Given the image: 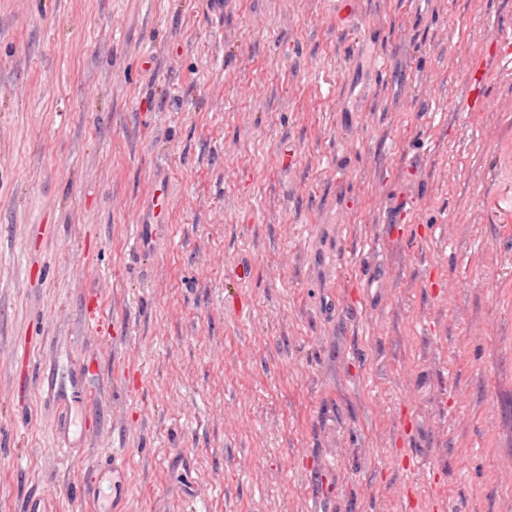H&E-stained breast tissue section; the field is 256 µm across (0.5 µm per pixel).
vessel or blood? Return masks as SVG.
<instances>
[{
  "instance_id": "vessel-or-blood-1",
  "label": "vessel or blood",
  "mask_w": 512,
  "mask_h": 512,
  "mask_svg": "<svg viewBox=\"0 0 512 512\" xmlns=\"http://www.w3.org/2000/svg\"><path fill=\"white\" fill-rule=\"evenodd\" d=\"M167 183L165 171L154 173L151 205L135 226L133 245L138 255L157 254L169 238L170 227L161 221L166 207ZM82 378L83 370L76 366L71 376L64 381L46 372L39 374L36 379L38 393L51 401L58 411L50 428L53 453L78 455L87 440L84 429L73 416L68 404L70 389ZM128 491L124 457L113 453L101 461L94 477L82 481L79 496L83 501L93 504L95 512H113L115 503L125 500ZM21 512H59L58 498L51 492L29 495L22 502Z\"/></svg>"
}]
</instances>
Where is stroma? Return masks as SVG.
I'll use <instances>...</instances> for the list:
<instances>
[{
	"label": "stroma",
	"mask_w": 512,
	"mask_h": 512,
	"mask_svg": "<svg viewBox=\"0 0 512 512\" xmlns=\"http://www.w3.org/2000/svg\"><path fill=\"white\" fill-rule=\"evenodd\" d=\"M508 38L512 0H0V512H92L108 448L125 512H187L179 453L199 512H512ZM82 357L63 461L34 383ZM168 178L164 170H156L153 175L154 191L151 205L143 213L139 224L135 225L134 249L138 255H156L169 238L170 225L161 221L166 207ZM128 491L124 457L112 452L101 461L94 477L82 481L79 496L92 503L96 512H117L115 503L125 500ZM22 512H59L58 497L55 493L32 494L24 498Z\"/></svg>",
	"instance_id": "stroma-1"
}]
</instances>
